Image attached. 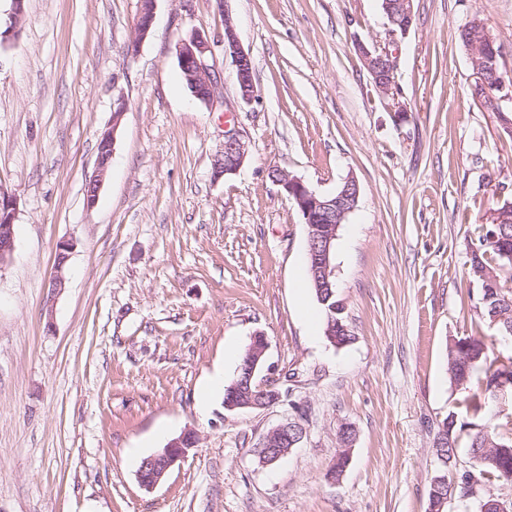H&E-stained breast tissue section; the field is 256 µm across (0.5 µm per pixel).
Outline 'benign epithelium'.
Returning <instances> with one entry per match:
<instances>
[{"mask_svg": "<svg viewBox=\"0 0 512 512\" xmlns=\"http://www.w3.org/2000/svg\"><path fill=\"white\" fill-rule=\"evenodd\" d=\"M415 0H392L390 10L389 36L393 40L405 37L413 27L415 20ZM156 10V0H140L136 17L134 36L127 46V52L135 53L140 44L152 32ZM472 37L467 47L472 51L474 72L473 88H487L491 80H496L495 89L498 96L479 100L494 112L502 111V102L512 101V84L505 83L498 75L499 59L495 49L496 39L486 25L479 19L468 24ZM224 53L232 58L235 85L240 103L250 106L259 100L254 81L253 66L249 53L241 46L236 26L227 16L224 18V36L221 40ZM358 54L372 76L377 92L394 100L393 116L402 122L407 118L406 111L397 103L398 91L395 80L397 57L387 49H370L363 44L357 45ZM212 47L206 37L200 33L181 41L176 47V57L180 70L185 74L192 87L191 94L198 100L210 102L217 90V77L206 63L207 54ZM126 104L120 100L112 113V131L102 135L101 147L97 157L95 174L88 182L87 204L95 203L100 185L109 168L115 141V130L120 125ZM249 152L248 143L237 133H224V160L216 163L218 175H233L242 166ZM272 181L281 186L288 197L293 200L302 214L304 224L308 227V249L311 257L316 287L323 290L332 287L334 277V247L340 224L351 213L359 199V185L350 177L341 182L336 192L330 195L320 194L311 189L301 179L281 170L270 172ZM17 199L14 195L0 188V266L8 262L15 249L14 217ZM72 244L61 241L57 244L52 279L53 293L60 294L66 285V265ZM268 342L264 334L258 332L251 337L246 357L242 363V374L238 382L232 385L230 398L224 401V408L229 411L246 409H265L281 400V393L268 386L254 382L259 367L265 360ZM305 429L296 422L285 420L272 427L262 437L257 454L259 462L269 465L282 458L280 448L294 447L303 437ZM198 442L197 434L191 430L171 440L159 453L145 459L138 471L140 485L147 489L155 488L166 473L178 461L182 460L188 448Z\"/></svg>", "mask_w": 512, "mask_h": 512, "instance_id": "obj_1", "label": "benign epithelium"}]
</instances>
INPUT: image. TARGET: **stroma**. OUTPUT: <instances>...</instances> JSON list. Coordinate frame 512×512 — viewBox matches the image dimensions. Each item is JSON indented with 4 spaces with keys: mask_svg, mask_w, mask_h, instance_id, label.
<instances>
[{
    "mask_svg": "<svg viewBox=\"0 0 512 512\" xmlns=\"http://www.w3.org/2000/svg\"><path fill=\"white\" fill-rule=\"evenodd\" d=\"M138 0H26L0 49V188L17 199L15 250L0 266V512H427L434 477L471 468L460 433L449 466L434 444L465 394L446 373L450 337L479 324L493 357L512 336L464 301L492 194L512 200V132L472 95L459 38L480 18L512 80V0H415L391 42L381 0H157L151 34L128 53ZM232 18L260 100L238 104L219 42ZM211 42L213 101L185 87L176 44ZM394 47L396 122L357 43ZM126 111L113 125L117 99ZM107 175L86 202L101 136ZM249 146L216 175L224 133ZM321 194L355 178L356 208L335 244L336 293L353 335L312 333L299 293L307 226L270 178ZM74 244L53 294L56 246ZM268 341L260 383L282 398L229 412L198 403L224 349ZM305 435L263 466L257 446L285 419ZM351 460L329 470L339 432ZM199 441L153 490L142 458L184 431Z\"/></svg>",
    "mask_w": 512,
    "mask_h": 512,
    "instance_id": "obj_1",
    "label": "stroma"
}]
</instances>
